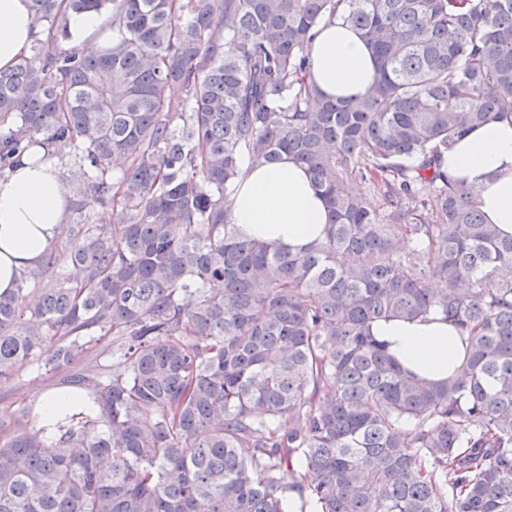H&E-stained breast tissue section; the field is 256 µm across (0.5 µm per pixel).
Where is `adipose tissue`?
Listing matches in <instances>:
<instances>
[{
    "instance_id": "ef3b65f1",
    "label": "adipose tissue",
    "mask_w": 512,
    "mask_h": 512,
    "mask_svg": "<svg viewBox=\"0 0 512 512\" xmlns=\"http://www.w3.org/2000/svg\"><path fill=\"white\" fill-rule=\"evenodd\" d=\"M36 32L29 0H0V70L27 53ZM309 56V80L328 98L361 92L375 75L363 35L336 19L318 25ZM448 173L477 187L476 204L486 222L512 236V122L470 131L449 151ZM230 199V222L241 236L293 253L324 236V202L311 174L290 156L272 166L246 167ZM69 207L56 157L23 162L0 178V292L17 288L22 272L51 249ZM371 333L404 368L431 381L453 374L466 345L462 333L437 312L413 320L381 319Z\"/></svg>"
}]
</instances>
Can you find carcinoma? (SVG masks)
<instances>
[{
  "mask_svg": "<svg viewBox=\"0 0 512 512\" xmlns=\"http://www.w3.org/2000/svg\"><path fill=\"white\" fill-rule=\"evenodd\" d=\"M44 38L0 71V177L72 153L124 222L69 228L0 293V378L101 371L55 427L0 438V512H512V237L448 176L471 128L512 118V0H30ZM106 15L109 46L62 44ZM362 32L361 94L306 81L318 23ZM179 84L185 98L166 89ZM287 153L328 213L298 253L228 220L243 163ZM368 186L355 193L351 184ZM439 311L467 335L448 380L370 334ZM105 18V16H99L94 12L72 15L70 17L72 38L82 49L73 45L72 42L69 43L68 47H74L80 52L84 50L87 53H96L99 51L102 44L99 33L102 23L104 24L105 22Z\"/></svg>",
  "mask_w": 512,
  "mask_h": 512,
  "instance_id": "obj_1",
  "label": "carcinoma"
}]
</instances>
